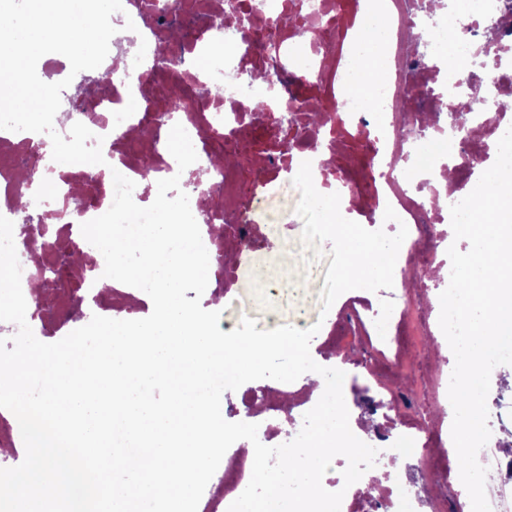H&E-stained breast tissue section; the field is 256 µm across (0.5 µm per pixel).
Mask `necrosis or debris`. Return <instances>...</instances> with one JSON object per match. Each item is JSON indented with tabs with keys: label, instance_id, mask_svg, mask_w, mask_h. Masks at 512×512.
<instances>
[{
	"label": "necrosis or debris",
	"instance_id": "obj_1",
	"mask_svg": "<svg viewBox=\"0 0 512 512\" xmlns=\"http://www.w3.org/2000/svg\"><path fill=\"white\" fill-rule=\"evenodd\" d=\"M148 0H122L111 17L117 32L102 67L120 69L121 79L92 85L87 100L62 98L54 128L68 135L80 122L103 139L106 167L72 164L50 170L43 164L44 133L0 130V215L15 229L16 249L47 250L68 239L88 256L80 278L86 315L135 320L145 318L149 296L104 277V261L82 236L83 222L104 214L114 199V173L135 182L133 199L144 204L158 180L180 175L182 189L209 253L210 281L224 280V247L234 243L244 255L259 242L263 211L244 206L258 186L280 173L298 172L302 162L318 171L320 188L340 196V210L369 230L384 227L393 208L408 229L394 269V284L379 298H346L325 327L333 357L349 365L362 391L372 429L355 422L351 430L375 447L379 458L411 453L419 479L407 470L391 474L375 492L351 485L340 512H470L459 477L430 467L431 458L451 438L453 408L448 386L454 364L439 324L440 294L450 280L447 255L454 241L449 208L468 195L464 179L485 161L495 160L497 142L512 127V0H469L464 14L419 11L413 0H224L206 29L186 27L195 54L159 86L155 63L158 25ZM495 36L486 39L487 26ZM378 36L383 53L379 76L368 81L352 66L366 52L368 36ZM487 64L480 76L499 95L493 112L478 108L466 86L447 88V70L466 75L476 54ZM262 72L263 83L249 79ZM363 93H352L353 85ZM275 88L277 105L296 115L291 128L277 120L259 124L251 106ZM444 106L469 115L475 135L457 136L447 124L426 122L412 101ZM323 120L311 124L310 109ZM189 134L197 160L179 169L167 148L173 125ZM150 155L152 177H145L143 155ZM46 180L54 199L53 223L32 238L20 229L25 216H37L31 202L34 182ZM30 202L20 212L18 198ZM26 318L34 335L56 342L77 329V319H48L33 286L41 269L20 258ZM493 369L487 398L491 437L478 461L496 473L487 483L492 512H512V452L503 437L512 432V393ZM317 403L311 391L283 383L275 394L250 386L229 418L258 424L262 443L296 436L307 411ZM218 475H230L223 498L204 491L198 512H227L247 487L252 464L241 443L225 453Z\"/></svg>",
	"mask_w": 512,
	"mask_h": 512
}]
</instances>
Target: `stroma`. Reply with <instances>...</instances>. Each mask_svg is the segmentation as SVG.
<instances>
[{"mask_svg":"<svg viewBox=\"0 0 512 512\" xmlns=\"http://www.w3.org/2000/svg\"><path fill=\"white\" fill-rule=\"evenodd\" d=\"M279 188L267 201L266 246L260 247L242 265L236 286L239 307L256 319L258 329H273L299 322L315 324L322 304L320 292L330 260V243H323L322 258L307 261V251L301 242L303 221L296 213L300 194L288 174L278 178ZM273 282L278 292L262 294L251 286L254 274Z\"/></svg>","mask_w":512,"mask_h":512,"instance_id":"35a3bbf8","label":"stroma"}]
</instances>
